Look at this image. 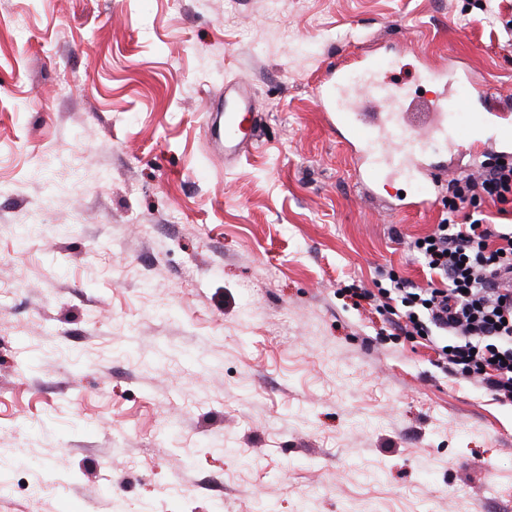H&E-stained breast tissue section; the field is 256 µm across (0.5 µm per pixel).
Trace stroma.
<instances>
[{
  "label": "stroma",
  "instance_id": "obj_1",
  "mask_svg": "<svg viewBox=\"0 0 512 512\" xmlns=\"http://www.w3.org/2000/svg\"><path fill=\"white\" fill-rule=\"evenodd\" d=\"M0 0V502L512 512V404L345 289L446 213L358 187L315 85L393 53L512 100V0ZM247 82L257 136L207 119ZM52 165H45V158ZM53 481L50 496L32 495Z\"/></svg>",
  "mask_w": 512,
  "mask_h": 512
}]
</instances>
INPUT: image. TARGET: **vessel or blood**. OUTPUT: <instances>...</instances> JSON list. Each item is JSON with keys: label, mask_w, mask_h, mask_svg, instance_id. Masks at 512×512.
Instances as JSON below:
<instances>
[{"label": "vessel or blood", "mask_w": 512, "mask_h": 512, "mask_svg": "<svg viewBox=\"0 0 512 512\" xmlns=\"http://www.w3.org/2000/svg\"><path fill=\"white\" fill-rule=\"evenodd\" d=\"M394 65V60L387 57H357L349 63L337 64L317 88L330 126L342 132L359 159L366 161V181H377L385 166L400 173L410 172L417 156L436 144L450 142L466 147L476 159L481 158L486 145L512 147V111L502 106L489 89L480 93L482 108L474 113L471 127L449 133V109L472 94L468 72L462 65L431 73V80L449 86L448 96L434 101L432 107L423 106L410 113L400 108L404 87L385 78L387 69ZM366 97L385 103V111H361V102ZM251 108L247 85L237 82L225 88V155H235L247 138Z\"/></svg>", "instance_id": "b4317fda"}]
</instances>
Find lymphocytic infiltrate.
<instances>
[{"mask_svg": "<svg viewBox=\"0 0 512 512\" xmlns=\"http://www.w3.org/2000/svg\"><path fill=\"white\" fill-rule=\"evenodd\" d=\"M512 197V160L490 157L477 174L449 182L450 216L410 247L440 279L420 287L390 277L389 287L350 289L351 298L390 314L393 331L434 344L444 371L512 402V227L476 218L457 224L453 213Z\"/></svg>", "mask_w": 512, "mask_h": 512, "instance_id": "f902f5d3", "label": "lymphocytic infiltrate"}]
</instances>
